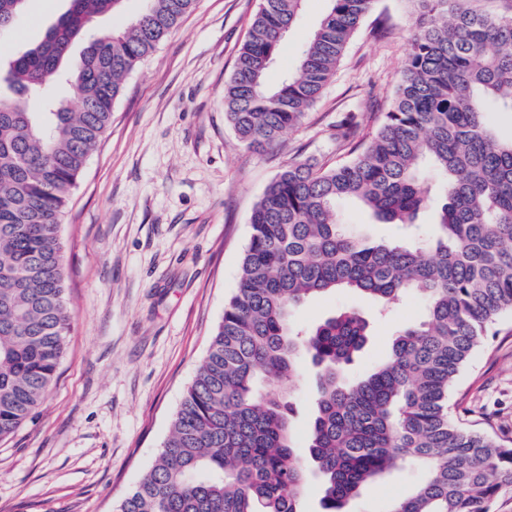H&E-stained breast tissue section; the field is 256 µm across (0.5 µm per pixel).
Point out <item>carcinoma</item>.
<instances>
[{
	"mask_svg": "<svg viewBox=\"0 0 512 512\" xmlns=\"http://www.w3.org/2000/svg\"><path fill=\"white\" fill-rule=\"evenodd\" d=\"M25 0H0L8 32ZM67 9L9 63L0 79V441L44 403L70 327L59 234L69 196L111 119L126 77L197 0H146L126 27L103 34L67 65L75 41L124 0H66ZM302 0H260L233 72L224 115L260 152L301 125L336 72L375 0H330L294 71L266 82ZM410 49L394 100L375 130L336 127L364 143L336 165L296 156L251 216L239 285L151 468L117 512H305L314 474L322 512H348L369 485L405 462L422 481L391 512H495L512 492V446L449 415V393L489 328L512 313V16L471 0H414ZM64 84L44 127L34 100ZM353 199L385 224H412L434 206L436 237L370 243L336 222ZM338 289L380 311L410 293L422 323L398 332L388 359L364 378L345 370L365 346L368 321L341 311L312 329L294 322L308 300ZM316 369L315 414L300 454L292 424L293 373Z\"/></svg>",
	"mask_w": 512,
	"mask_h": 512,
	"instance_id": "obj_1",
	"label": "carcinoma"
}]
</instances>
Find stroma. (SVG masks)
<instances>
[{"label": "stroma", "mask_w": 512, "mask_h": 512, "mask_svg": "<svg viewBox=\"0 0 512 512\" xmlns=\"http://www.w3.org/2000/svg\"><path fill=\"white\" fill-rule=\"evenodd\" d=\"M260 0H198L195 9L132 71L112 122L72 193L61 234L66 243L70 315L58 377L33 421L0 443V512H116L152 466L184 393L202 364L224 304L235 292L251 215L265 187L294 155L348 161L334 126L355 114L373 131L394 98L409 50L414 0H377L321 98L298 128L266 152L244 147L224 117L230 76ZM329 0H304L297 22L266 74L292 71ZM65 0H27L0 61L38 42ZM350 230L391 238L356 202L336 203ZM342 309L371 325L348 378L369 374L393 338L425 318L416 297L386 318L364 296L339 290L295 314L310 329ZM487 345L460 372L452 419L466 429L512 437V315L499 318ZM294 440L306 448L314 413L315 370L294 376ZM423 472L384 476L351 512H389Z\"/></svg>", "instance_id": "obj_1"}]
</instances>
